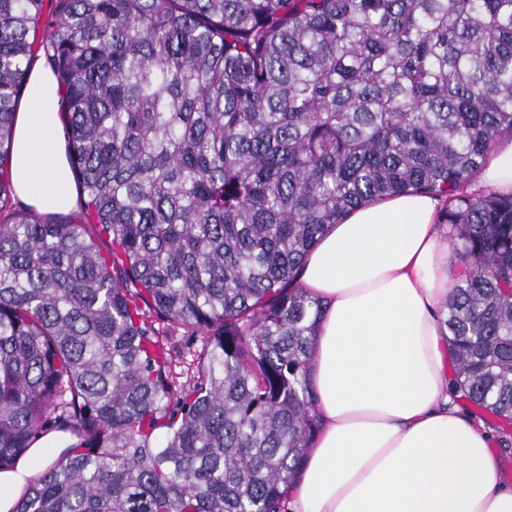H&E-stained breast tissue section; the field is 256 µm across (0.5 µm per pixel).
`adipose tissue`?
Masks as SVG:
<instances>
[{"mask_svg": "<svg viewBox=\"0 0 512 512\" xmlns=\"http://www.w3.org/2000/svg\"><path fill=\"white\" fill-rule=\"evenodd\" d=\"M60 105L50 67L33 61L10 171L40 212L78 199ZM477 185L512 194V142L487 155ZM443 205L425 194L372 202L331 226L302 266L301 287L322 305L310 368L320 425L286 512H512V483L451 388ZM61 444L40 438L0 472V512Z\"/></svg>", "mask_w": 512, "mask_h": 512, "instance_id": "obj_1", "label": "adipose tissue"}]
</instances>
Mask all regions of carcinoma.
<instances>
[{
	"mask_svg": "<svg viewBox=\"0 0 512 512\" xmlns=\"http://www.w3.org/2000/svg\"><path fill=\"white\" fill-rule=\"evenodd\" d=\"M63 89L76 218L0 221V470L80 442L13 512H283L318 430L327 225L445 200L452 385L512 422V0H0V212L28 64ZM106 237L105 255L97 240ZM210 331L174 393L150 312ZM512 138L509 135H504L495 144L493 149L495 151L487 155L479 174V171L474 175L472 186L476 184L477 187L500 194H512ZM510 142V143H506ZM506 143V144H503ZM503 144V145H502ZM501 145V146H500ZM500 146V147H499ZM492 149V150H493ZM479 176V178H478Z\"/></svg>",
	"mask_w": 512,
	"mask_h": 512,
	"instance_id": "obj_1",
	"label": "carcinoma"
}]
</instances>
